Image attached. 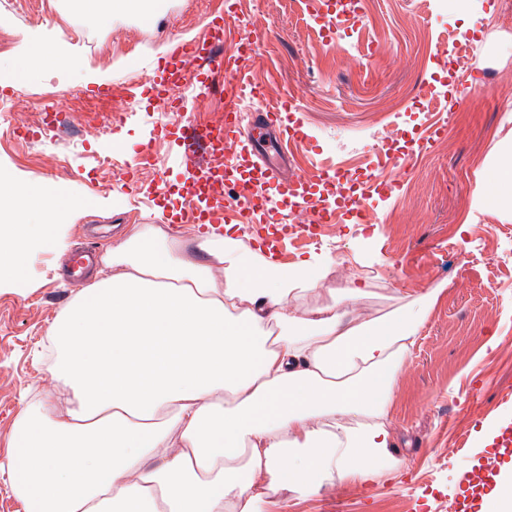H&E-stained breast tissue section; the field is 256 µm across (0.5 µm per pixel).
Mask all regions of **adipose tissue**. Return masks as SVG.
Listing matches in <instances>:
<instances>
[{
  "instance_id": "1",
  "label": "adipose tissue",
  "mask_w": 512,
  "mask_h": 512,
  "mask_svg": "<svg viewBox=\"0 0 512 512\" xmlns=\"http://www.w3.org/2000/svg\"><path fill=\"white\" fill-rule=\"evenodd\" d=\"M27 37L11 64L73 66ZM493 188L477 203L512 212V136L491 147ZM49 187L0 177V208L40 216L0 225V286L26 277L30 249L57 247L51 219L80 209ZM100 277L50 331L52 397L17 418L5 468L23 512H267L281 490L319 492L392 469L398 376L439 292L365 313V287L301 308L327 261L284 267L215 228L192 244L135 224Z\"/></svg>"
}]
</instances>
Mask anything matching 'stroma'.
Instances as JSON below:
<instances>
[{"label": "stroma", "mask_w": 512, "mask_h": 512, "mask_svg": "<svg viewBox=\"0 0 512 512\" xmlns=\"http://www.w3.org/2000/svg\"><path fill=\"white\" fill-rule=\"evenodd\" d=\"M154 18L82 15L73 0H48L43 22L0 0L12 44L41 29L80 61L79 67L19 79L0 73V91L19 89L18 113L35 119L54 94L67 93L73 127L67 140L41 133L32 141L0 139V173L21 184L52 183L87 201L57 228L64 245L35 250L24 288H0V460L16 419L47 391L67 393L47 371L45 340L55 320L83 289L66 280L60 263L90 224L110 228L100 253L126 238L129 225L161 223L166 200L190 183L174 137L162 131V112L142 100L111 120L106 87L133 86L162 62L172 42L201 36L221 0H156ZM352 34L323 40L313 14L335 12L336 0H232L225 19L233 33H251L257 50L249 78L273 94L261 106L292 101L306 138L293 144V172L314 168L364 176L372 172L366 145L401 127L384 167L375 171L381 202L367 223L338 224L310 248L291 251L295 263L325 254L346 270V281H370L367 306L390 311L437 288L441 294L419 331L392 404L396 467L374 483L342 482L299 497L280 491L274 512H444L455 475L470 449L484 447L496 422L512 419V216L474 213L473 192L489 183L487 156L512 132V0H358ZM475 52L468 71L448 66L450 35ZM433 123L447 124L422 153L409 147ZM149 146L156 171H167V194L150 192L155 173L135 178L137 152ZM118 159L101 175L97 161ZM169 237L188 240L193 224Z\"/></svg>", "instance_id": "35a3bbf8"}]
</instances>
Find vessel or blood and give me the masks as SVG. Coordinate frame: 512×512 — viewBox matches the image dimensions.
<instances>
[{
  "instance_id": "obj_1",
  "label": "vessel or blood",
  "mask_w": 512,
  "mask_h": 512,
  "mask_svg": "<svg viewBox=\"0 0 512 512\" xmlns=\"http://www.w3.org/2000/svg\"><path fill=\"white\" fill-rule=\"evenodd\" d=\"M251 59L239 43H227L223 15H216L206 36L198 41L175 44L165 63L150 71L139 83V93L122 100L129 108L137 97L165 103L169 109H181L180 93L187 76H194L200 98L214 94L224 97V121L219 125L197 122L177 127L183 164L193 171L196 190H203L209 179L223 181L229 197H206L196 211L200 224H254L265 214L262 186L274 183L282 200L294 210L310 211L311 224H328L336 219L335 208H315L311 183L305 176H283L281 162L288 159L290 144L301 132L293 125L290 113L262 108L242 121V98H258L255 85L247 82L245 68ZM224 152V165L213 168L211 156ZM268 253L280 260L288 245L290 224L266 225ZM512 470V422H502L489 448L476 452L463 467L456 483L454 500L458 512H488L490 502L501 485L505 470Z\"/></svg>"
}]
</instances>
